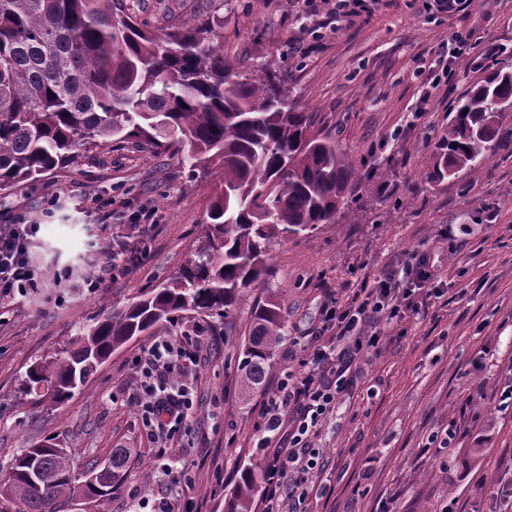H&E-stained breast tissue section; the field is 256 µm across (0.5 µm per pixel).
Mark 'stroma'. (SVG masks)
I'll list each match as a JSON object with an SVG mask.
<instances>
[{
    "instance_id": "35a3bbf8",
    "label": "stroma",
    "mask_w": 512,
    "mask_h": 512,
    "mask_svg": "<svg viewBox=\"0 0 512 512\" xmlns=\"http://www.w3.org/2000/svg\"><path fill=\"white\" fill-rule=\"evenodd\" d=\"M135 14L153 29L222 20L225 55L287 70L300 107L319 113L360 179L336 223L275 245L270 276L250 291L274 300L287 327L265 389L246 399L239 392L249 303L230 336L222 321L193 312L167 324V335L198 328L203 340L195 407L161 447L136 399L152 337L112 352L64 402L23 395L20 384L80 327L184 263L203 232L210 180L191 178L163 149L125 142L0 193V225L20 215L35 224L29 249L41 272L39 297L0 299V476L34 443L74 449L79 472L125 446L133 454L110 498L67 512H152L162 500L171 512H224L242 467L265 464L258 414L277 381L303 376L314 345L351 344L332 331L317 336L324 306L374 287L444 234L452 248L434 257L441 296L401 321L370 323L379 345L355 357L350 386L318 428L322 470L304 508L440 512L454 499L466 512H489L493 485L512 472V405L501 396L512 373V112L490 162L442 183L425 175L457 100L489 65H512V0H462L454 13L431 0H373L350 18L337 17L329 0H138ZM457 37L481 41V65L459 61L430 89L431 65ZM145 207L156 211L148 251L113 255V238L129 233V215ZM86 263L102 276L98 288L69 273ZM115 264L125 273L114 279L107 271ZM449 428L450 448L435 450L432 435Z\"/></svg>"
}]
</instances>
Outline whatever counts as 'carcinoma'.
<instances>
[{
  "label": "carcinoma",
  "instance_id": "1",
  "mask_svg": "<svg viewBox=\"0 0 512 512\" xmlns=\"http://www.w3.org/2000/svg\"><path fill=\"white\" fill-rule=\"evenodd\" d=\"M213 19L142 28L125 0H0V191L67 168L113 141L162 147L191 177L219 171L205 230L186 263L157 288L79 333L31 366L24 395L63 402L112 351L193 311L229 325L251 286L269 275L282 239L334 224L358 169L315 112H303L270 63L224 56ZM512 111V67L496 68L459 100L438 140L428 178L441 182L490 159L502 115ZM284 336L280 308L252 303L238 362L240 393L262 387ZM130 449L88 483L72 452L54 443L22 450L0 482V512H63L103 501L122 479ZM45 475L29 479L31 465ZM255 465L225 495L224 512H252Z\"/></svg>",
  "mask_w": 512,
  "mask_h": 512
}]
</instances>
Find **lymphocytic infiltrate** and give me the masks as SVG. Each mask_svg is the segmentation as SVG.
<instances>
[{
	"mask_svg": "<svg viewBox=\"0 0 512 512\" xmlns=\"http://www.w3.org/2000/svg\"><path fill=\"white\" fill-rule=\"evenodd\" d=\"M33 225L16 220L0 229V298L36 287L37 268L29 258ZM401 279L386 278L366 289L362 298L339 306L328 304L323 312V329L337 336H350L355 349L377 347L378 334H365L364 328L377 316L396 322L406 313L419 312L418 291L438 295L439 268L428 259L401 268ZM199 336L185 332L162 336L147 351L142 370L141 405L149 409L152 430L169 436L187 418L193 405L188 376H175V369L195 363ZM308 371L299 380L286 377L278 382L260 414L264 431L280 440L267 455L265 463L266 512H298L307 495L314 473L319 472L322 451L313 439L321 419L332 413L340 394L349 384V366L343 358L328 350L314 348L306 359Z\"/></svg>",
	"mask_w": 512,
	"mask_h": 512,
	"instance_id": "f902f5d3",
	"label": "lymphocytic infiltrate"
}]
</instances>
